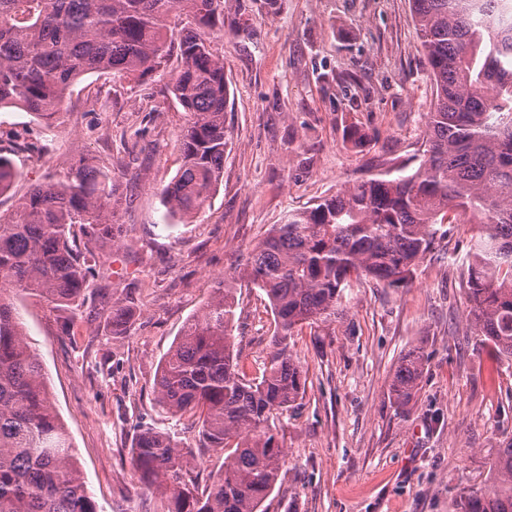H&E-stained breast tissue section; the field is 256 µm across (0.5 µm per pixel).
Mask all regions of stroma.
<instances>
[{"mask_svg": "<svg viewBox=\"0 0 512 512\" xmlns=\"http://www.w3.org/2000/svg\"><path fill=\"white\" fill-rule=\"evenodd\" d=\"M216 46L232 139L210 207L186 224L168 225L161 202L188 120L167 77L84 76L49 131L29 113L0 110V149L21 173L0 195L1 214L76 153L112 164L123 232L105 283L130 303L126 335H113L94 297L72 310L17 300L99 512H160L131 463L143 428L198 447L197 432L157 404L155 376L239 251L288 211L420 163L435 92L410 0H278L272 13L264 0H230ZM352 126L365 146L348 140ZM470 236L469 225H449L405 287L352 284L336 322L295 336L305 393L276 423L287 456L265 512H454L461 491L489 486L491 463L512 440V362L467 324ZM236 317L239 363L252 375L272 316L262 294L245 289ZM413 349L425 368L401 410L389 385Z\"/></svg>", "mask_w": 512, "mask_h": 512, "instance_id": "obj_1", "label": "stroma"}]
</instances>
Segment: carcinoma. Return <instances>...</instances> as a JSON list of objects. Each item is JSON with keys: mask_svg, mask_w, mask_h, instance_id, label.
<instances>
[{"mask_svg": "<svg viewBox=\"0 0 512 512\" xmlns=\"http://www.w3.org/2000/svg\"><path fill=\"white\" fill-rule=\"evenodd\" d=\"M226 2L0 0V109L29 112L49 127L83 76L141 78L176 59L171 92L190 119L162 203L168 219L183 224L205 210L224 175L229 83L214 42ZM411 7L436 88L423 159L411 173L388 170L270 225L185 323L158 366L157 401L224 462L200 494L186 481L196 450L152 428L140 432L131 462L161 495V512H261L286 457L275 421L305 392L290 349L295 332L336 321L354 281L407 284L452 215L474 226L469 323L512 361V0ZM18 177L0 149V195ZM113 196L112 172L82 156L31 185L0 218V512H99L14 296L38 295L66 310L85 298L119 231ZM244 288L263 292L273 318L271 350L253 377L234 354ZM94 295L112 304V334L122 335L129 306L101 289ZM424 364L419 351L402 358L390 384L397 406L416 396ZM491 470L492 484L462 492L457 512H512V441Z\"/></svg>", "mask_w": 512, "mask_h": 512, "instance_id": "1", "label": "carcinoma"}]
</instances>
